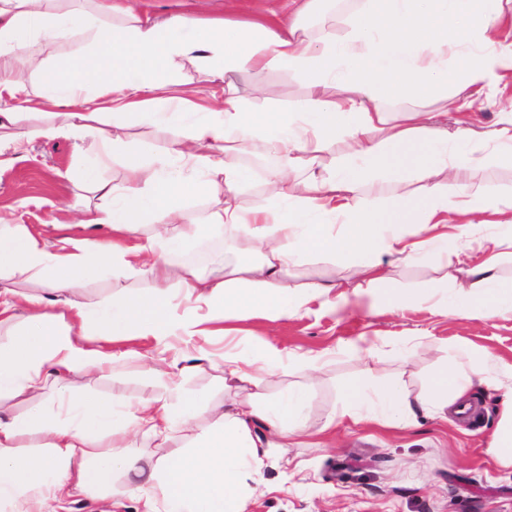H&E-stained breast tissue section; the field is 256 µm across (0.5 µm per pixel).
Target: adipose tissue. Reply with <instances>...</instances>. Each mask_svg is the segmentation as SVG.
Masks as SVG:
<instances>
[{
    "instance_id": "obj_1",
    "label": "adipose tissue",
    "mask_w": 512,
    "mask_h": 512,
    "mask_svg": "<svg viewBox=\"0 0 512 512\" xmlns=\"http://www.w3.org/2000/svg\"><path fill=\"white\" fill-rule=\"evenodd\" d=\"M349 2L337 25L315 31L310 21L328 14L326 0H285L279 10L247 20L235 18L237 0H227V17L214 19H158L127 0H95L89 10L61 7L60 0H0V86L7 93L0 99V157L21 151L34 135L89 142L92 155L72 172L100 203L84 207L79 223L109 232L103 239L65 235L50 242L0 219V280L42 286L28 297L25 316H17L12 301H0V325L12 328L0 340V402L48 399L0 415V512H57L62 492L108 491L118 473L154 488L146 512H249L250 499L238 490L243 471H260L266 449L291 447L312 432L304 388H289L271 403L225 405L187 449L154 461L130 453L125 439L134 434L164 445L191 429L203 400L184 392L180 378L202 364L240 388L255 383L259 371L307 367L304 356L261 338L250 351L217 360L204 351L172 362L156 356L143 370L165 393L134 405L74 392L68 378L110 371L108 344L117 338L164 345L203 335L206 322L259 315L274 323L323 296L331 310L350 306L332 278L286 286L290 269L307 257L350 264L375 288L390 266L443 252L468 269L434 309L479 322L512 319V279L498 273V250L512 245V218L486 241L469 216L487 209L489 194L465 183L472 165L512 160V108L502 109L490 128L473 126L486 88L512 76V51L495 49L512 0ZM114 15L125 26L104 24ZM62 33L86 37L88 50L74 62L35 69L39 96L66 106L65 119L25 129L15 115L25 110L28 92L10 84L8 74L26 64L29 36ZM188 62L222 83L217 108L204 112L191 100L169 97ZM267 71L300 75L311 96L286 109L250 107L248 97L267 98L268 90L257 82L243 92L239 77ZM115 116L181 129L173 142L179 167L132 159L121 184L106 180L114 154L129 147L103 127ZM331 145L340 152L329 169L320 155ZM257 146L275 161L266 181L275 204L247 209L238 194L252 172L240 157ZM218 185L224 197L209 222L182 223L185 201ZM367 190L376 205H363ZM150 219L161 227L141 237ZM226 227L241 232L244 261L218 264L206 275L169 262V255ZM476 252L483 258L474 264ZM117 269L154 286L99 305L82 299L81 280ZM446 353L414 399L391 377L370 373L346 383L343 403L322 431L346 421L409 428L422 413L444 420L449 407L465 412L467 392L484 384L497 361L462 344Z\"/></svg>"
}]
</instances>
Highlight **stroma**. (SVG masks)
I'll list each match as a JSON object with an SVG mask.
<instances>
[{
	"instance_id": "obj_1",
	"label": "stroma",
	"mask_w": 512,
	"mask_h": 512,
	"mask_svg": "<svg viewBox=\"0 0 512 512\" xmlns=\"http://www.w3.org/2000/svg\"><path fill=\"white\" fill-rule=\"evenodd\" d=\"M257 79L280 106L293 105L309 93L303 80L291 73L268 71ZM257 79L242 77V88ZM122 135L143 159L151 160L168 157L179 132L131 123ZM75 156L73 140H31L15 161L0 167V216L45 236L62 229L82 236L79 205L94 203L95 197L64 176ZM460 274L453 257L444 264H401L389 271L391 283L402 288H423ZM150 286L145 277L104 275L82 282L80 293L98 303L112 296L132 297ZM224 326L227 336H199L195 345L218 357L228 349H249L253 337L264 335L280 350L319 357L314 372L291 368L261 377L255 386L273 398L288 386L306 385L309 417L318 425L340 407L342 385L368 371L398 377L411 395H418L441 358L436 344L482 347L502 361L490 372L492 387L476 389L466 415L452 414L444 422L423 415L416 428L407 430L345 422L337 425L329 447H317L306 438L288 449H268L262 472L241 477L243 489H262L250 512H512V473L496 468L485 453L504 395L512 391V320L475 323L432 313L423 305L380 314L365 294L359 307L334 314L326 313L319 299L311 312L276 323L252 316L225 321ZM70 381L76 389L87 388L125 404L161 391L160 384L141 371L138 360L130 359L114 364L109 376L74 375ZM286 459L291 469H284ZM151 493L148 486L131 490L127 479L119 478L111 501L83 494L69 499L66 512H145L144 500Z\"/></svg>"
}]
</instances>
